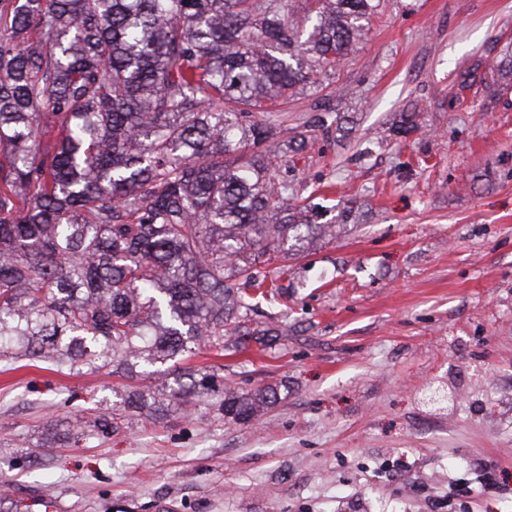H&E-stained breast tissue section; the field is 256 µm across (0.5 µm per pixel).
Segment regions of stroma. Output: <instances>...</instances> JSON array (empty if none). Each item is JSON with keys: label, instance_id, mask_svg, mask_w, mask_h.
<instances>
[{"label": "stroma", "instance_id": "35a3bbf8", "mask_svg": "<svg viewBox=\"0 0 512 512\" xmlns=\"http://www.w3.org/2000/svg\"><path fill=\"white\" fill-rule=\"evenodd\" d=\"M512 0H382L317 103L345 132L288 150L295 211L325 226L259 300L272 347H206L225 384L285 383L246 424L216 399L102 436L124 378L0 360V506L34 512H442L488 465L470 512H512ZM470 88L459 90L462 74ZM418 131L395 135L402 113Z\"/></svg>", "mask_w": 512, "mask_h": 512}]
</instances>
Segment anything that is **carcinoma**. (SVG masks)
I'll list each match as a JSON object with an SVG mask.
<instances>
[{
  "label": "carcinoma",
  "instance_id": "1",
  "mask_svg": "<svg viewBox=\"0 0 512 512\" xmlns=\"http://www.w3.org/2000/svg\"><path fill=\"white\" fill-rule=\"evenodd\" d=\"M290 2L0 0V357L177 372L120 395L105 434L217 391L223 366L179 367L197 348L281 336L252 326L251 291L317 225L289 213L277 112L381 5L304 0V28ZM280 392L226 387L218 412L246 424Z\"/></svg>",
  "mask_w": 512,
  "mask_h": 512
}]
</instances>
